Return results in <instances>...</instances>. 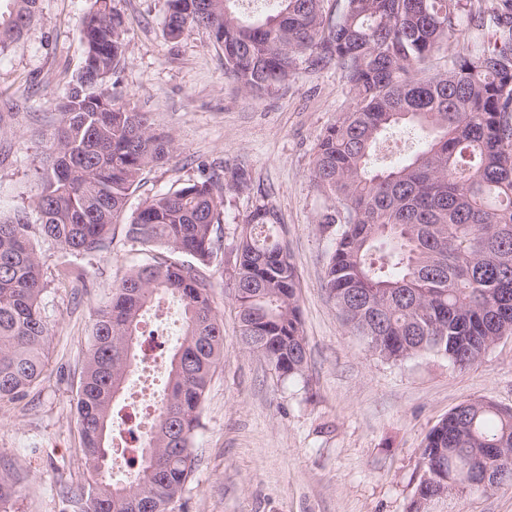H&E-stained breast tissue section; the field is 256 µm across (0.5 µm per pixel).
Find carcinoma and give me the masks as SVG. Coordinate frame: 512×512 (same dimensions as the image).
<instances>
[{"mask_svg": "<svg viewBox=\"0 0 512 512\" xmlns=\"http://www.w3.org/2000/svg\"><path fill=\"white\" fill-rule=\"evenodd\" d=\"M0 54L37 19L39 0H7ZM242 0H167L164 34L208 31L224 69L259 96L287 81L305 57L334 63L351 104L320 134L311 176L331 201L334 228L324 282L345 326L379 359L436 356L459 368L512 334V0H275L264 17ZM478 36L460 42L461 23ZM84 60L54 104L32 206L0 217V401H14L44 374L52 327L35 240L77 259L111 248L116 230L147 260L131 265L99 311L77 394L87 481L78 512H173L195 468L192 441L202 402L224 358L212 300L217 225L224 198L249 185L238 168L215 170L143 199L127 213L146 169L169 162L175 138L116 91L128 51L123 16L94 0L81 23ZM448 67L429 72L436 55ZM410 129L420 149L375 171L380 136ZM257 207L235 241L233 305L240 336L281 379L301 378L307 347L298 276L285 228ZM182 308V338L165 360L168 390L146 435L121 448L135 470L112 478L106 436L146 342L142 324L162 304ZM423 472L406 512H430L470 466L488 493L512 488V408L487 400L454 407L427 435ZM18 475L0 464V512H14Z\"/></svg>", "mask_w": 512, "mask_h": 512, "instance_id": "obj_1", "label": "carcinoma"}]
</instances>
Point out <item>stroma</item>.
<instances>
[{"instance_id":"1","label":"stroma","mask_w":512,"mask_h":512,"mask_svg":"<svg viewBox=\"0 0 512 512\" xmlns=\"http://www.w3.org/2000/svg\"><path fill=\"white\" fill-rule=\"evenodd\" d=\"M92 0H41L42 17L0 54V213L32 204L43 138L58 123L53 102L83 57L79 22ZM129 42L117 90L175 135L170 164L147 171L136 199L198 177V163L247 169L249 189L227 195L213 297L224 321V359L202 404L197 464L174 512H403L430 430L462 401L512 408V335L459 369L424 357L392 364L372 356L343 325L323 274L333 237L321 225L330 202L310 178L324 128L348 108L336 65L303 61L270 93L254 97L224 72V56L202 29L163 33L167 0H112ZM287 228L297 268L308 365L281 381L242 343L235 316L233 250L241 224L260 204ZM54 335L49 364L22 400L0 402V462L20 474L19 512H76L86 480L76 416L84 358L97 312L136 245L116 232L82 281L56 276L65 255L38 243ZM433 512H512V489L454 493Z\"/></svg>"}]
</instances>
